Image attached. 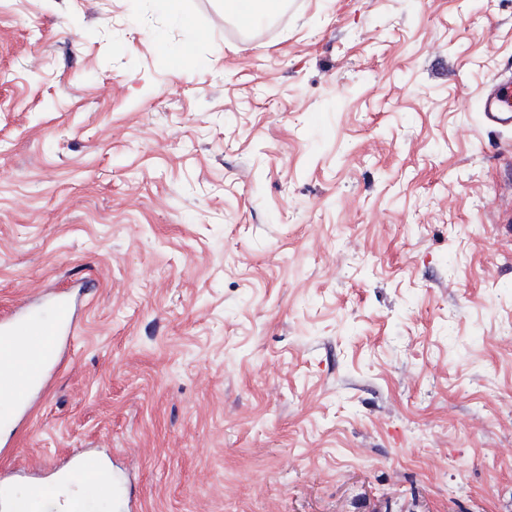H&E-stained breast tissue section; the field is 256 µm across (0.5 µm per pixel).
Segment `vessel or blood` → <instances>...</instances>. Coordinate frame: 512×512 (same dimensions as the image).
I'll use <instances>...</instances> for the list:
<instances>
[{
  "label": "vessel or blood",
  "mask_w": 512,
  "mask_h": 512,
  "mask_svg": "<svg viewBox=\"0 0 512 512\" xmlns=\"http://www.w3.org/2000/svg\"><path fill=\"white\" fill-rule=\"evenodd\" d=\"M485 123L498 129H512V75L491 76L481 96ZM54 319L0 316V394L20 404L51 368L58 341L70 335L75 311L68 298L57 300ZM64 469L89 478L91 485L103 487L108 473L102 460L92 454L75 453L67 457Z\"/></svg>",
  "instance_id": "obj_1"
}]
</instances>
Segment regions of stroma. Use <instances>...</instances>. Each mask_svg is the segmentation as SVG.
I'll use <instances>...</instances> for the list:
<instances>
[{
    "label": "stroma",
    "mask_w": 512,
    "mask_h": 512,
    "mask_svg": "<svg viewBox=\"0 0 512 512\" xmlns=\"http://www.w3.org/2000/svg\"><path fill=\"white\" fill-rule=\"evenodd\" d=\"M0 0V315L79 301L0 470L142 512H512V0ZM224 16L235 17L244 23L252 24L254 21L275 16L281 9V0H224ZM485 123L498 129H512V73H497L486 83L481 96ZM75 476H87L92 486L106 487L108 473L102 460L92 454L74 453L67 457L65 465L60 467Z\"/></svg>",
    "instance_id": "1"
}]
</instances>
